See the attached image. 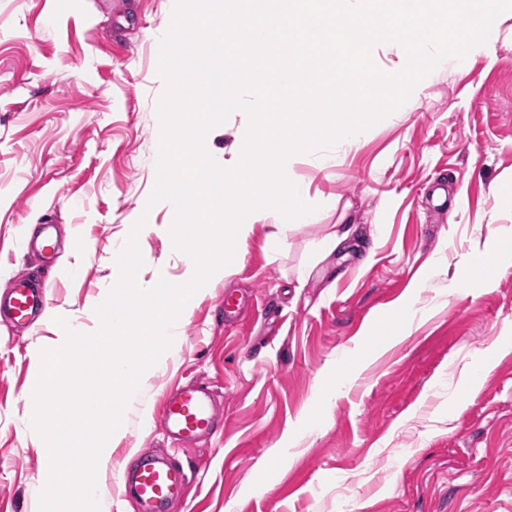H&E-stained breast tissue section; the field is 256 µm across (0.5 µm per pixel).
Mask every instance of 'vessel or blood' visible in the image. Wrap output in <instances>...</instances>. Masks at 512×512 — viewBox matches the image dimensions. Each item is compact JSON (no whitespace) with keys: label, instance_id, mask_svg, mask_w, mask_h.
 Wrapping results in <instances>:
<instances>
[{"label":"vessel or blood","instance_id":"obj_1","mask_svg":"<svg viewBox=\"0 0 512 512\" xmlns=\"http://www.w3.org/2000/svg\"><path fill=\"white\" fill-rule=\"evenodd\" d=\"M52 292L28 273L12 278L5 295L0 296V314L10 323L28 324L45 311ZM161 433L179 446L211 441L222 432L217 404L207 384L189 380L167 390L156 417ZM124 498L133 500L137 512H168L173 501L190 493V478L181 464L155 450H140L121 471Z\"/></svg>","mask_w":512,"mask_h":512}]
</instances>
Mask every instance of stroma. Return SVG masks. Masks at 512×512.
<instances>
[{"mask_svg":"<svg viewBox=\"0 0 512 512\" xmlns=\"http://www.w3.org/2000/svg\"><path fill=\"white\" fill-rule=\"evenodd\" d=\"M172 0H0V290L20 270L52 282L32 327L0 322V512H39L46 443L32 429L36 366L63 329H88L115 280L119 244L148 206L160 141L159 32ZM327 167L301 156L294 178L315 205L279 251L256 226L233 275L192 305L181 335L145 375L124 435L99 474L105 512L136 451L169 447L162 392L184 377L215 389L224 434L175 450L195 482L169 512H512V350L458 415L472 350L512 336V263L489 259L490 231L512 232V41L449 58L418 91ZM25 224H54V263L20 245ZM344 244L314 252L333 227ZM145 278L178 282L172 239L141 235ZM482 263L481 279L455 269ZM449 275H434L436 264ZM242 302L234 317L224 298ZM419 314L387 350L382 315ZM348 381L337 386V373Z\"/></svg>","mask_w":512,"mask_h":512,"instance_id":"1","label":"stroma"}]
</instances>
